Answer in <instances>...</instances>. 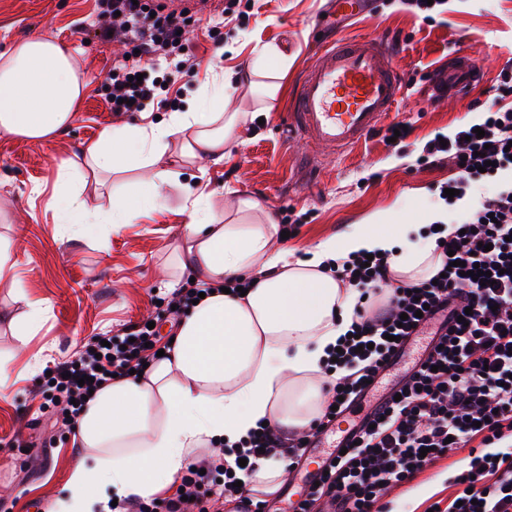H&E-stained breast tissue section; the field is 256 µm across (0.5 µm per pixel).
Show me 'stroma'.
<instances>
[{
	"label": "stroma",
	"instance_id": "obj_1",
	"mask_svg": "<svg viewBox=\"0 0 512 512\" xmlns=\"http://www.w3.org/2000/svg\"><path fill=\"white\" fill-rule=\"evenodd\" d=\"M104 0H0V52L12 43L40 35L69 46L87 86L79 116L53 139L34 143L0 135V239L12 245L14 280L0 282V356L12 358L14 373L0 382V512H50L63 494L80 452L76 435L52 426L39 407V382L54 365L71 359L97 335H117L141 321L154 320L163 339L175 333L164 315L169 295L162 278L178 273L175 251L189 221L185 188L205 187L203 207L235 214V203L250 199L258 210L245 223H263L272 215L279 224L298 223L285 246L303 255L314 242L340 234L352 224L389 223L438 200V188L455 177L453 165H421L425 143L436 134L451 135L471 124L487 102L512 106V0H452L447 13L412 14L397 0H371L370 16L349 23V38L379 36L394 51V64L406 86L389 123L412 128L402 142L391 144L385 128L362 143L321 160L316 174L297 161L300 147L288 139L284 124L288 99L313 60L317 39L334 32L322 27L326 0H241L232 15L212 0H190L185 54L195 61L188 76L171 86L167 100L145 112L113 113L108 103V75L113 60L127 47L97 35ZM268 46L288 60L276 72L280 91L257 99L249 85L233 94V111L241 119L222 162L189 157L159 186V198L135 223L98 226L87 236L73 235L57 210L69 184L59 181L61 168L83 163L84 149L111 127L168 121L188 111L199 94L220 75L247 72L255 49ZM474 55L483 70L476 89L464 97L433 99L434 73L449 57ZM141 170L126 171L106 186L87 182L81 196L88 221L112 211L113 201L135 200ZM26 300L49 305L43 321L25 340L10 322L26 312ZM33 442L24 450L15 440ZM461 453H449L410 484L392 490L391 512H425L447 500L448 479Z\"/></svg>",
	"mask_w": 512,
	"mask_h": 512
}]
</instances>
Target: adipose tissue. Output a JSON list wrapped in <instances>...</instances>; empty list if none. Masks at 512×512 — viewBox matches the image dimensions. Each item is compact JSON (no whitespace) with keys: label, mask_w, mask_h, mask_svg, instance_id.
<instances>
[{"label":"adipose tissue","mask_w":512,"mask_h":512,"mask_svg":"<svg viewBox=\"0 0 512 512\" xmlns=\"http://www.w3.org/2000/svg\"><path fill=\"white\" fill-rule=\"evenodd\" d=\"M86 82L72 51L32 36L0 53V133L32 142L53 139L72 123ZM232 81L203 92L193 111L167 122L105 130L85 151L102 174L151 168L140 208L153 206L170 141L194 130L182 153L213 162L238 124L224 109ZM140 208L115 202L112 224L133 223ZM277 224H223L193 208L184 231L183 267L205 282L252 278L246 295L213 293L181 316L165 358L142 376L112 380L85 407L77 432L82 451L67 493L52 512H111L112 500L147 498L170 483L198 448L236 447L259 421L302 430L323 412V365L352 323L355 289L326 270L327 261L382 252L394 279L415 283L435 270L434 247L417 224H355L294 257L276 246ZM108 493H101V486Z\"/></svg>","instance_id":"obj_1"}]
</instances>
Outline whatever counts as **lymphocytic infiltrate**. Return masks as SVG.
Wrapping results in <instances>:
<instances>
[{"label":"lymphocytic infiltrate","mask_w":512,"mask_h":512,"mask_svg":"<svg viewBox=\"0 0 512 512\" xmlns=\"http://www.w3.org/2000/svg\"><path fill=\"white\" fill-rule=\"evenodd\" d=\"M181 10L158 0H107L98 25L100 38L127 40L131 59L116 61L110 77L113 111H145L158 98L163 81L188 73L189 60L178 61L165 80L148 77L149 67L180 49ZM484 137H475V129ZM512 107L487 105L479 126L460 128L447 142L431 140L421 158L433 166L450 161L457 175L447 183L468 197L484 183L493 190L483 197L457 229L439 236L428 227L439 254L438 280L411 286L392 285L386 256L348 258L338 270L341 281L362 289L364 302L354 309L338 362L347 375L330 384L337 408H325L308 430L289 435L262 427L251 434L232 461H224L225 501L238 512L255 502L236 485L240 467L254 469L261 459H278L294 470L304 461L307 443L350 409L387 369L413 336L435 325L434 339L422 360L406 372L398 397H387L379 414L363 426L358 444L329 464L327 476L296 502L294 512H383L387 492L416 479L425 468L464 451L443 512H512V183L501 181L512 170ZM490 273L491 283L470 275ZM384 304H376L377 296ZM157 329L139 324L128 333L101 341L92 337L75 358L55 365L51 390L64 405L63 425L75 424L79 400L99 390L110 375L142 371L146 347L158 344ZM92 385H82L83 377Z\"/></svg>","instance_id":"f902f5d3"}]
</instances>
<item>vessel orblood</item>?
<instances>
[{"mask_svg":"<svg viewBox=\"0 0 512 512\" xmlns=\"http://www.w3.org/2000/svg\"><path fill=\"white\" fill-rule=\"evenodd\" d=\"M329 9L336 22L357 18L366 13L367 0H330ZM480 79L471 55L449 58L434 76L451 97L465 96ZM403 84L382 38H334L321 46L301 78L289 107L288 131L305 144L307 160L318 158L324 147L352 148L396 108Z\"/></svg>","mask_w":512,"mask_h":512,"instance_id":"b4317fda","label":"vessel or blood"}]
</instances>
